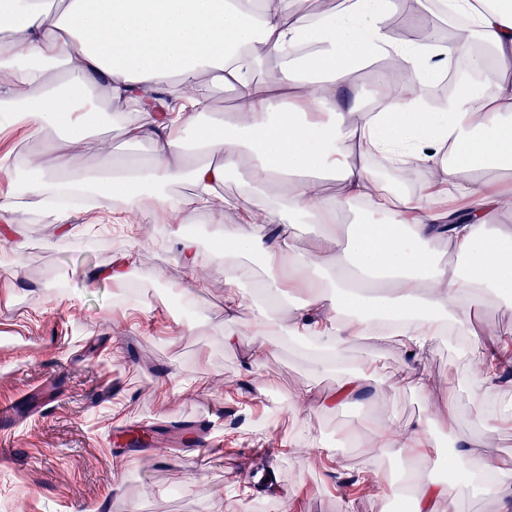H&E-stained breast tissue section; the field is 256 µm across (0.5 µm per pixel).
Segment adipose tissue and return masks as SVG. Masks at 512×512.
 <instances>
[{"instance_id": "ef3b65f1", "label": "adipose tissue", "mask_w": 512, "mask_h": 512, "mask_svg": "<svg viewBox=\"0 0 512 512\" xmlns=\"http://www.w3.org/2000/svg\"><path fill=\"white\" fill-rule=\"evenodd\" d=\"M307 0H0V68L25 92L0 93V127L28 129L38 147L21 165L22 187L0 196V212L44 207L77 191L111 223L136 235L141 213L168 222L184 205L219 225L209 249L193 226L174 231L195 301L207 282L203 262L224 261V313L245 301L279 307L287 291L291 319L282 336L305 342L320 366L343 375L333 395L297 393L299 409L341 407L378 372L351 366L350 344L384 324L413 360L452 327L470 340L472 395L491 396L490 378L512 365V348L495 327L474 330L471 308L491 299L512 304V0H446L461 18L448 44L399 46L386 27L395 10L417 17L424 0H344L312 16ZM486 46L478 53L475 43ZM395 58L409 86L381 81L376 101L345 103L364 62ZM463 62L478 77L438 105L422 92L432 75ZM230 89L237 110L217 119L205 85ZM127 145L112 152L108 133ZM103 135L108 164L71 169V151ZM400 160L401 189L380 184L375 155ZM428 178L417 183L420 168ZM238 195L223 210L212 201L225 179ZM342 186L329 194L325 179ZM189 186L190 199L173 194ZM238 215L224 221L225 211ZM354 211L355 223L338 221ZM322 225V242L303 246L301 224ZM454 255L436 256L434 244ZM262 280H255V273ZM428 422L399 430L386 419L371 432L376 456L423 458L435 447ZM457 481L424 469L408 475L413 512H456L461 490L512 512V469L469 443L450 441Z\"/></svg>"}]
</instances>
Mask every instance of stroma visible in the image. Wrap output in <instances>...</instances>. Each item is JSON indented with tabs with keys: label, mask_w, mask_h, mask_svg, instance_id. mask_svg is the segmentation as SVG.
<instances>
[{
	"label": "stroma",
	"mask_w": 512,
	"mask_h": 512,
	"mask_svg": "<svg viewBox=\"0 0 512 512\" xmlns=\"http://www.w3.org/2000/svg\"><path fill=\"white\" fill-rule=\"evenodd\" d=\"M171 238L150 217L130 240L99 211L60 224L28 209L0 216V324L19 335L0 345V406L44 380H65L43 412L0 426V512H286L291 501L298 512H388L389 489L356 498L342 483L355 471L395 476L406 465L372 457L377 382L339 409L292 410L302 389L336 392L338 376L289 340L244 364L242 347L224 334L251 321L255 306L226 317L224 272L213 266L201 267L209 288L185 321L177 307L185 274ZM124 248L140 256L129 281L88 285ZM350 359L379 367L400 423L429 420L436 433L512 466V423L492 425L488 408L473 409L469 368L447 344L417 365L431 383L425 400L399 384L409 358L394 342L358 337ZM202 414L218 446L155 443L123 454L105 445L116 425L180 427ZM349 426L357 445L346 441ZM312 437L320 448L306 449ZM247 479L254 493L238 499Z\"/></svg>",
	"instance_id": "1"
}]
</instances>
